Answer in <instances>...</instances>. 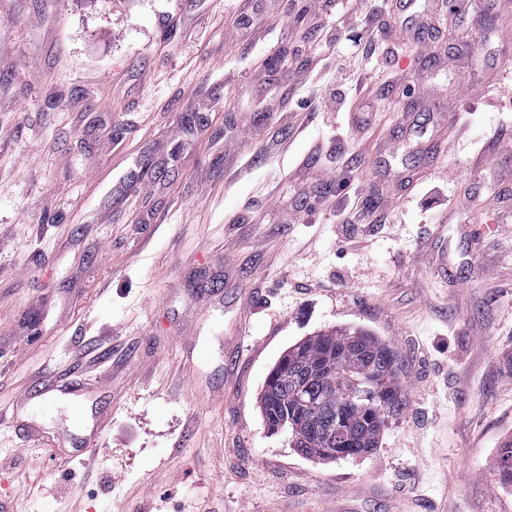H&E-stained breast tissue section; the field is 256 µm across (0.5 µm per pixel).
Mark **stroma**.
Instances as JSON below:
<instances>
[{
	"label": "stroma",
	"mask_w": 512,
	"mask_h": 512,
	"mask_svg": "<svg viewBox=\"0 0 512 512\" xmlns=\"http://www.w3.org/2000/svg\"><path fill=\"white\" fill-rule=\"evenodd\" d=\"M389 3L0 0V512H512V0ZM347 327L406 409L317 464L258 397ZM496 470L504 487H512V440L504 442L497 452Z\"/></svg>",
	"instance_id": "35a3bbf8"
}]
</instances>
